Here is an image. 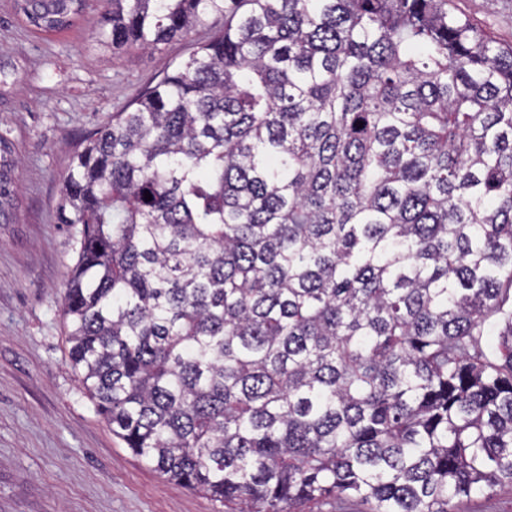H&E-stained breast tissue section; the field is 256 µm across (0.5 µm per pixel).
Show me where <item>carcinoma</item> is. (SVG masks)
<instances>
[{"instance_id":"cac0c4a2","label":"carcinoma","mask_w":512,"mask_h":512,"mask_svg":"<svg viewBox=\"0 0 512 512\" xmlns=\"http://www.w3.org/2000/svg\"><path fill=\"white\" fill-rule=\"evenodd\" d=\"M105 2L114 50L224 18L65 176L69 357L112 432L229 512L512 486V46L449 0Z\"/></svg>"}]
</instances>
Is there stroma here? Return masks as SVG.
Listing matches in <instances>:
<instances>
[{
  "label": "stroma",
  "mask_w": 512,
  "mask_h": 512,
  "mask_svg": "<svg viewBox=\"0 0 512 512\" xmlns=\"http://www.w3.org/2000/svg\"><path fill=\"white\" fill-rule=\"evenodd\" d=\"M0 0V134L19 161L17 206L0 219V512H224L135 456L97 413L69 362L62 316L76 262L59 221L64 176L80 143L213 35L209 17L154 51L99 42L101 0L68 30L38 32ZM512 45V0H452Z\"/></svg>",
  "instance_id": "35a3bbf8"
}]
</instances>
